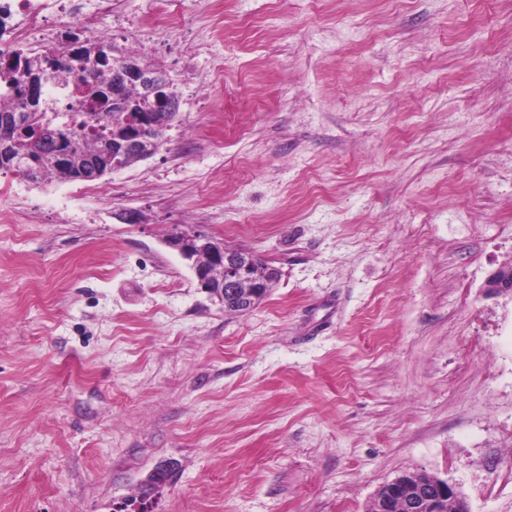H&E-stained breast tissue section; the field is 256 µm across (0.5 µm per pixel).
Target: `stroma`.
Segmentation results:
<instances>
[{
  "mask_svg": "<svg viewBox=\"0 0 512 512\" xmlns=\"http://www.w3.org/2000/svg\"><path fill=\"white\" fill-rule=\"evenodd\" d=\"M120 5L179 121L108 196L0 173V512H114L164 460L153 512H366L420 470L512 512V0ZM176 227L279 282L225 312ZM485 288L488 295L512 293V265L501 267L492 273Z\"/></svg>",
  "mask_w": 512,
  "mask_h": 512,
  "instance_id": "35a3bbf8",
  "label": "stroma"
}]
</instances>
